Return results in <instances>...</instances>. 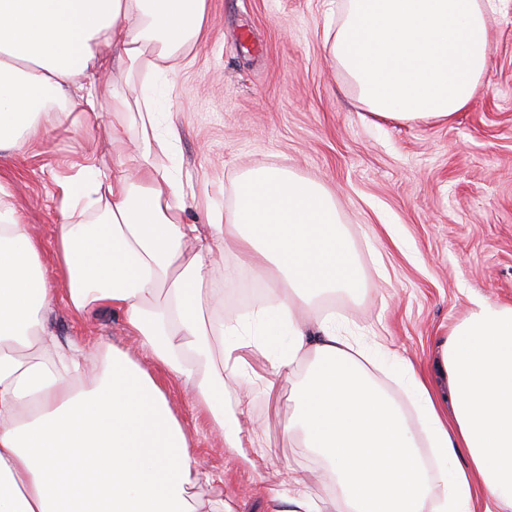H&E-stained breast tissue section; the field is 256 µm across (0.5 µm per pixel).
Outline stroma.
<instances>
[{"instance_id": "1", "label": "stroma", "mask_w": 512, "mask_h": 512, "mask_svg": "<svg viewBox=\"0 0 512 512\" xmlns=\"http://www.w3.org/2000/svg\"><path fill=\"white\" fill-rule=\"evenodd\" d=\"M327 0H207V22L187 66L170 76L169 109L181 137L167 164L188 191L229 208L233 184L258 166L288 168L333 195L363 282L326 304L339 324L412 360L427 374L472 299L512 304V0L490 18L491 55L479 95L452 122L385 121L366 112L326 41ZM30 148L0 153V182L25 223L52 243L59 176L92 159L110 172L126 151L107 136L111 113L89 131L73 117L43 115ZM50 325L63 341L127 347L121 314L77 316L55 302ZM226 379L251 401L247 422L273 454L254 473L195 413L183 384L165 377L176 415L197 434L196 454L224 477L235 512H266V492L305 478L321 512H336L324 461L284 426L292 383L267 396L256 371Z\"/></svg>"}]
</instances>
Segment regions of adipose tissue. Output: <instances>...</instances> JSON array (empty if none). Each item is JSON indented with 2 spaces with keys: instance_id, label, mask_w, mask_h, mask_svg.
Listing matches in <instances>:
<instances>
[{
  "instance_id": "1",
  "label": "adipose tissue",
  "mask_w": 512,
  "mask_h": 512,
  "mask_svg": "<svg viewBox=\"0 0 512 512\" xmlns=\"http://www.w3.org/2000/svg\"><path fill=\"white\" fill-rule=\"evenodd\" d=\"M497 9V0H346L331 53L373 115L447 122L478 93ZM205 16L206 0H0L1 151L37 141L53 109L87 120L110 111L121 149L127 114L139 124L127 162L108 174L84 165L61 182L52 245L21 222L0 183V512H234L223 496H199L224 479L195 456L158 375L182 382L225 447L251 449L255 469L269 449L240 423L248 400L225 411L224 374L247 370L244 353L258 345L269 353L267 392L296 381L286 432L328 464L337 512H512V305L472 300L440 350V385L320 310L362 286L320 184L256 167L238 178L228 214L212 202L207 223L186 220L183 182L153 161L180 139L165 117L170 89L153 80L181 67ZM104 45L126 73L143 72L136 99L73 95ZM230 244L240 267L267 275L265 295L232 319L212 277ZM47 250L62 289L47 280ZM58 299L78 315L121 311L149 366L112 345L88 370L91 350L60 343L48 325ZM388 367L418 428L373 375ZM267 512L320 509L297 478L270 489Z\"/></svg>"
}]
</instances>
